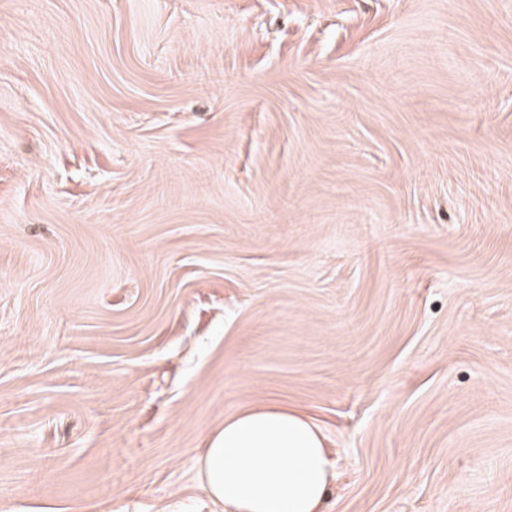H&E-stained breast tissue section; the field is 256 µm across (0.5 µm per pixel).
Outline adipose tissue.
Masks as SVG:
<instances>
[{"mask_svg": "<svg viewBox=\"0 0 512 512\" xmlns=\"http://www.w3.org/2000/svg\"><path fill=\"white\" fill-rule=\"evenodd\" d=\"M200 485L226 512H324L333 477L321 431L276 404L226 417L199 456Z\"/></svg>", "mask_w": 512, "mask_h": 512, "instance_id": "adipose-tissue-1", "label": "adipose tissue"}]
</instances>
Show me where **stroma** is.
I'll list each match as a JSON object with an SVG mask.
<instances>
[{
  "mask_svg": "<svg viewBox=\"0 0 512 512\" xmlns=\"http://www.w3.org/2000/svg\"><path fill=\"white\" fill-rule=\"evenodd\" d=\"M266 402L512 512V0H0V512H225Z\"/></svg>",
  "mask_w": 512,
  "mask_h": 512,
  "instance_id": "obj_1",
  "label": "stroma"
}]
</instances>
